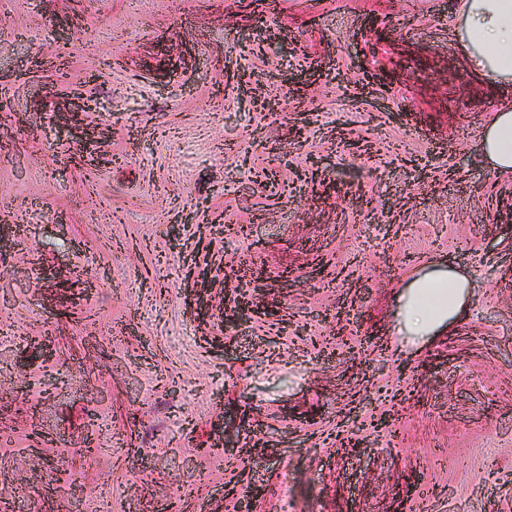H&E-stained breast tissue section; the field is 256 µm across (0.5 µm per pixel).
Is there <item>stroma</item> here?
Returning a JSON list of instances; mask_svg holds the SVG:
<instances>
[{"instance_id": "stroma-1", "label": "stroma", "mask_w": 512, "mask_h": 512, "mask_svg": "<svg viewBox=\"0 0 512 512\" xmlns=\"http://www.w3.org/2000/svg\"><path fill=\"white\" fill-rule=\"evenodd\" d=\"M455 24L453 0H0V512H512V172L481 150L512 83ZM428 262L467 312L409 336Z\"/></svg>"}]
</instances>
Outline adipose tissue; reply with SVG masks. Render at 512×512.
<instances>
[{
	"label": "adipose tissue",
	"instance_id": "obj_1",
	"mask_svg": "<svg viewBox=\"0 0 512 512\" xmlns=\"http://www.w3.org/2000/svg\"><path fill=\"white\" fill-rule=\"evenodd\" d=\"M456 4L455 38L473 71L494 83L512 81V0H456ZM482 146L493 169L512 172V102L493 112L483 129ZM469 286L468 279L451 268H434L415 276L404 308L408 335L424 336L456 321Z\"/></svg>",
	"mask_w": 512,
	"mask_h": 512
}]
</instances>
